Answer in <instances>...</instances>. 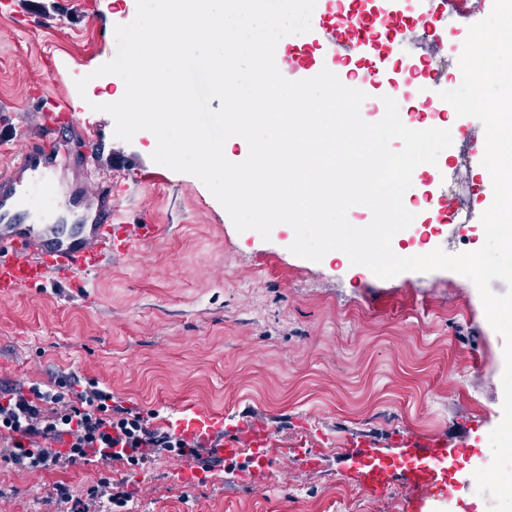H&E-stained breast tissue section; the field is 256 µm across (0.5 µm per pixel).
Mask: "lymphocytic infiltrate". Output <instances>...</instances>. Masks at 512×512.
<instances>
[{
	"instance_id": "lymphocytic-infiltrate-1",
	"label": "lymphocytic infiltrate",
	"mask_w": 512,
	"mask_h": 512,
	"mask_svg": "<svg viewBox=\"0 0 512 512\" xmlns=\"http://www.w3.org/2000/svg\"><path fill=\"white\" fill-rule=\"evenodd\" d=\"M110 391L98 387L75 394L33 385L0 396V437L7 446L0 450V460L29 472L63 468L82 460L113 458L114 462L133 467L146 465L154 454L167 451L189 456L203 471L220 466L213 445L202 442L186 446L169 432L149 428L146 420L123 407L111 406ZM34 439L33 447H24L18 435ZM69 436L70 445L56 447V440ZM122 440L126 450L113 454L115 440ZM89 505L74 501L66 485H56L52 502L71 504L74 512H110L113 504L124 501L123 493L103 483L88 492Z\"/></svg>"
}]
</instances>
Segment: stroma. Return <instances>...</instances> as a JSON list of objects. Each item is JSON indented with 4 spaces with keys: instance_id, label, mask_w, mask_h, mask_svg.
Segmentation results:
<instances>
[{
    "instance_id": "obj_1",
    "label": "stroma",
    "mask_w": 512,
    "mask_h": 512,
    "mask_svg": "<svg viewBox=\"0 0 512 512\" xmlns=\"http://www.w3.org/2000/svg\"><path fill=\"white\" fill-rule=\"evenodd\" d=\"M136 0H10L0 4V169L37 128L43 88L61 93L95 133L100 176L112 181L122 221L154 224L156 237L107 262L83 286L48 281L0 296V391L74 379L112 393L150 428L190 404L273 433L270 475L239 482L246 458L170 482L191 459L161 453L144 468L77 464L39 474L0 460V512H49L57 484L74 499L109 479L130 493L112 512H406L411 489L395 478L380 497L347 483L344 439L364 436L386 453L400 436L444 441L454 491L441 504L476 512L464 485L492 457L502 419L504 339L468 278L449 271L366 276L338 259L289 250L295 233L238 232L195 176L152 161L155 137L114 136L117 76L94 77L116 51L114 28ZM90 82L78 93L75 82ZM324 433L326 460L306 471L284 451Z\"/></svg>"
}]
</instances>
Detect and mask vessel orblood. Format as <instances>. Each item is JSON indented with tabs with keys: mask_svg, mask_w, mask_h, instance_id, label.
I'll list each match as a JSON object with an SVG mask.
<instances>
[{
	"mask_svg": "<svg viewBox=\"0 0 512 512\" xmlns=\"http://www.w3.org/2000/svg\"><path fill=\"white\" fill-rule=\"evenodd\" d=\"M413 5L417 15H430L436 0H355L354 7L362 21L360 28L335 35L330 33L326 17H318L308 37L315 52L289 51L284 69L292 80L310 78L318 68L342 74L348 65L359 63L369 46L379 13L398 15L406 5ZM447 30H440L433 45L422 46L415 57L416 68L424 69L422 78L412 77L409 71L389 69L388 59H375L379 81L387 82L393 97L403 103L419 97H437L443 87L439 75L427 72L425 66L433 47L446 45ZM44 101L57 109L58 118H45L39 132L28 139L14 157L8 170L0 172V292L44 282L57 271H64L65 282L80 285L89 273L101 270L109 257L132 254L137 245L154 237L153 224H127L112 211V184L108 181L81 180L70 191H60L53 174L63 154H70L79 168L94 164L95 158L88 145L68 151V143L61 134L62 124L72 117L64 98L45 96ZM459 135L468 137L471 148L465 165L470 169L481 166L485 139L473 135L464 122H457ZM37 191L44 199L56 222L28 223L23 202L30 191ZM166 427L175 436L188 442H214L218 457L230 461L250 452L256 468L269 464L268 450L272 433L262 424L225 423L222 416L206 413L188 406L181 415L166 420ZM400 459L405 463L404 477L414 491L408 502L410 512H423L424 491L435 487L438 472L453 451L444 442L425 443L413 436H402L399 441ZM292 458L302 468H319L325 457L323 449L314 447L312 438L298 441L291 451ZM343 476L364 488L370 495H383L394 475V466L384 461L378 449L368 438L346 439L343 450Z\"/></svg>",
	"mask_w": 512,
	"mask_h": 512,
	"instance_id": "1",
	"label": "vessel or blood"
}]
</instances>
